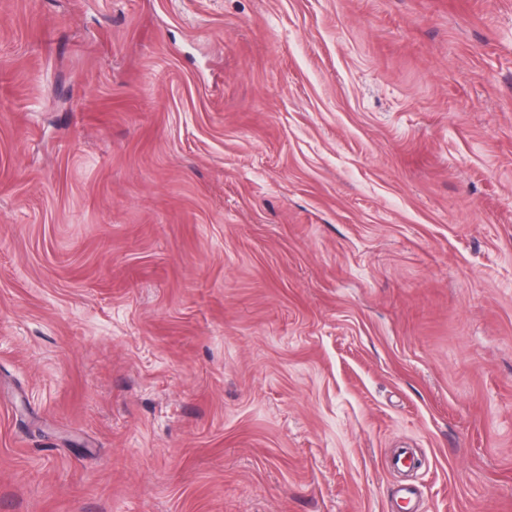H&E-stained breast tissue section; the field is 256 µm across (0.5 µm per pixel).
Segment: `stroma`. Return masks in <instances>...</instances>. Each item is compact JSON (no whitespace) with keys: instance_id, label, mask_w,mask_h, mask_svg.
<instances>
[{"instance_id":"obj_1","label":"stroma","mask_w":512,"mask_h":512,"mask_svg":"<svg viewBox=\"0 0 512 512\" xmlns=\"http://www.w3.org/2000/svg\"><path fill=\"white\" fill-rule=\"evenodd\" d=\"M512 512V0H0V512Z\"/></svg>"}]
</instances>
